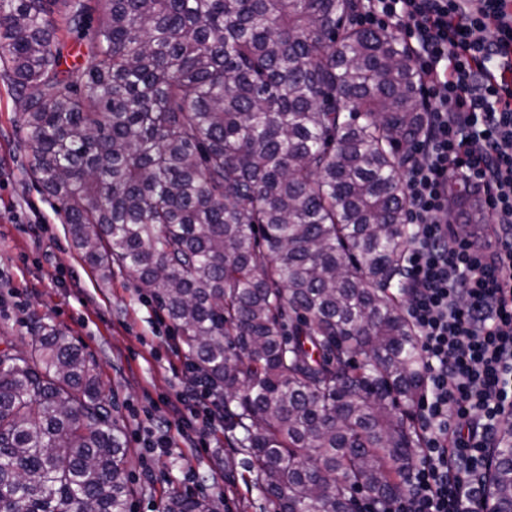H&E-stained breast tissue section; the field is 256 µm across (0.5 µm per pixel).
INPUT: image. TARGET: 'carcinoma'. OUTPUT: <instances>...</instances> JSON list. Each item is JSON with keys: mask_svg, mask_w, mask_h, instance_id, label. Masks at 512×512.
<instances>
[{"mask_svg": "<svg viewBox=\"0 0 512 512\" xmlns=\"http://www.w3.org/2000/svg\"><path fill=\"white\" fill-rule=\"evenodd\" d=\"M357 0H0L28 170L88 262L128 271L210 376L272 512L403 491L421 437L403 169L421 81ZM98 15L87 64L59 26ZM0 512H131L95 365L55 328L0 342ZM486 492L512 512V424ZM161 512H217L173 490Z\"/></svg>", "mask_w": 512, "mask_h": 512, "instance_id": "obj_1", "label": "carcinoma"}]
</instances>
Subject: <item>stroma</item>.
Wrapping results in <instances>:
<instances>
[{"mask_svg":"<svg viewBox=\"0 0 512 512\" xmlns=\"http://www.w3.org/2000/svg\"><path fill=\"white\" fill-rule=\"evenodd\" d=\"M29 154L19 103L0 80V339L23 351L33 327L47 324L76 340L96 364L131 448L126 473L137 489L133 512H161L174 489L217 500L220 512H267L225 430L202 448L155 453L154 478H144L141 461L169 416L178 379L189 373L185 355L171 350L180 331L127 272L116 267L102 276L75 250L58 201L26 172ZM219 466L220 489L210 476Z\"/></svg>","mask_w":512,"mask_h":512,"instance_id":"1","label":"stroma"}]
</instances>
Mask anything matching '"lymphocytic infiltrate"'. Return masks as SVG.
Listing matches in <instances>:
<instances>
[{"instance_id":"f902f5d3","label":"lymphocytic infiltrate","mask_w":512,"mask_h":512,"mask_svg":"<svg viewBox=\"0 0 512 512\" xmlns=\"http://www.w3.org/2000/svg\"><path fill=\"white\" fill-rule=\"evenodd\" d=\"M360 24L402 34L422 77L425 134L402 177L413 243L405 311L418 331L422 436L406 491L384 512H481L486 461L512 416V0H359ZM479 196L491 232L458 229L448 186ZM202 373L156 448L190 445L224 426Z\"/></svg>"}]
</instances>
